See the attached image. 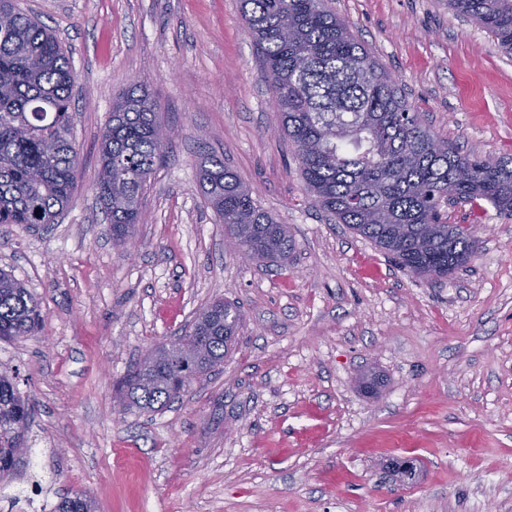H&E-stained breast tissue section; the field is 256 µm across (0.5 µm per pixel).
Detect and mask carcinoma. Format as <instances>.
Segmentation results:
<instances>
[{
	"mask_svg": "<svg viewBox=\"0 0 512 512\" xmlns=\"http://www.w3.org/2000/svg\"><path fill=\"white\" fill-rule=\"evenodd\" d=\"M448 10L493 33L512 53V0H446ZM245 20L277 103L278 131L295 148L314 200L340 224L391 254L417 277L446 278L479 249L476 224H450L442 205L485 200L512 215V158L478 160L451 145L435 150L431 130L405 92L326 0H242ZM74 75L62 42L37 17L0 0V224L58 223L77 190L79 149L71 135ZM157 105L129 90L112 102L101 133L95 196L123 246L141 220V198L166 144ZM204 194L224 237L256 260L288 258L285 225L259 208L252 191L217 155L199 163ZM38 304L0 269V339L32 335ZM242 314L221 299L196 316L191 332L171 339L169 357L144 360L125 375L117 398L127 412H148L180 399L184 347L202 337L197 375L224 363ZM32 406L13 378L0 374V477L27 453ZM53 512H95L71 491Z\"/></svg>",
	"mask_w": 512,
	"mask_h": 512,
	"instance_id": "carcinoma-1",
	"label": "carcinoma"
}]
</instances>
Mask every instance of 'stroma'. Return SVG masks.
<instances>
[{
  "label": "stroma",
  "mask_w": 512,
  "mask_h": 512,
  "mask_svg": "<svg viewBox=\"0 0 512 512\" xmlns=\"http://www.w3.org/2000/svg\"><path fill=\"white\" fill-rule=\"evenodd\" d=\"M75 72L78 190L58 223L0 226V268L36 298L33 336L0 340V372L37 411L40 512L87 492L96 512H512V217L479 223L467 267L430 282L321 210L287 139L240 0H16ZM431 131L512 157V56L444 0H328ZM156 101L170 152L147 183L133 256L93 184L112 102ZM222 156L285 224L288 263L231 251L197 163ZM217 299L243 314L223 367L169 407L125 413L113 385ZM376 380L365 389L362 378Z\"/></svg>",
  "instance_id": "35a3bbf8"
}]
</instances>
